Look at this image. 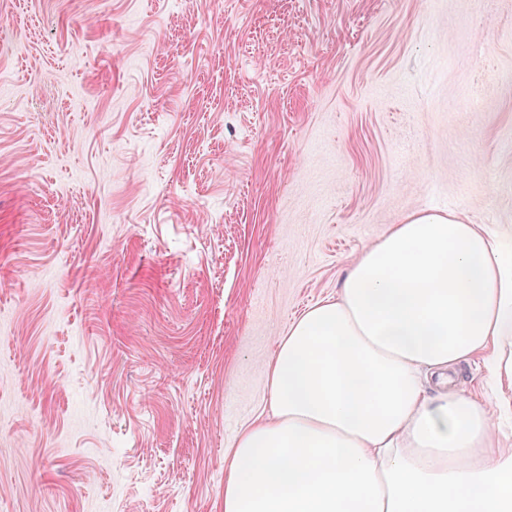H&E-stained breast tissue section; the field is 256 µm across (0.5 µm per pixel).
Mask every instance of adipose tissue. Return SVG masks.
<instances>
[{
	"label": "adipose tissue",
	"mask_w": 512,
	"mask_h": 512,
	"mask_svg": "<svg viewBox=\"0 0 512 512\" xmlns=\"http://www.w3.org/2000/svg\"><path fill=\"white\" fill-rule=\"evenodd\" d=\"M505 237L420 211L367 246L278 339L224 512H512V448L494 438L512 422ZM479 354L487 403L453 385Z\"/></svg>",
	"instance_id": "obj_1"
}]
</instances>
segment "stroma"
Returning a JSON list of instances; mask_svg holds the SVG:
<instances>
[{
    "label": "stroma",
    "mask_w": 512,
    "mask_h": 512,
    "mask_svg": "<svg viewBox=\"0 0 512 512\" xmlns=\"http://www.w3.org/2000/svg\"><path fill=\"white\" fill-rule=\"evenodd\" d=\"M415 211L512 229V0H0V512H224Z\"/></svg>",
    "instance_id": "35a3bbf8"
}]
</instances>
